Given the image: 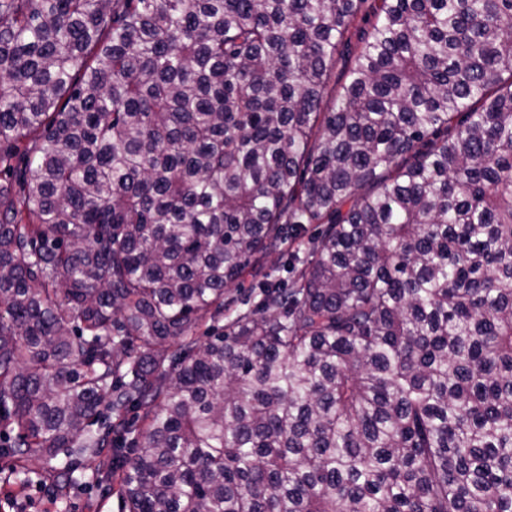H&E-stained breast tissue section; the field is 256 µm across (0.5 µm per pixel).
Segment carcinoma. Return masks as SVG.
Masks as SVG:
<instances>
[{
	"instance_id": "carcinoma-1",
	"label": "carcinoma",
	"mask_w": 512,
	"mask_h": 512,
	"mask_svg": "<svg viewBox=\"0 0 512 512\" xmlns=\"http://www.w3.org/2000/svg\"><path fill=\"white\" fill-rule=\"evenodd\" d=\"M0 176L15 483L512 512V0H0Z\"/></svg>"
}]
</instances>
